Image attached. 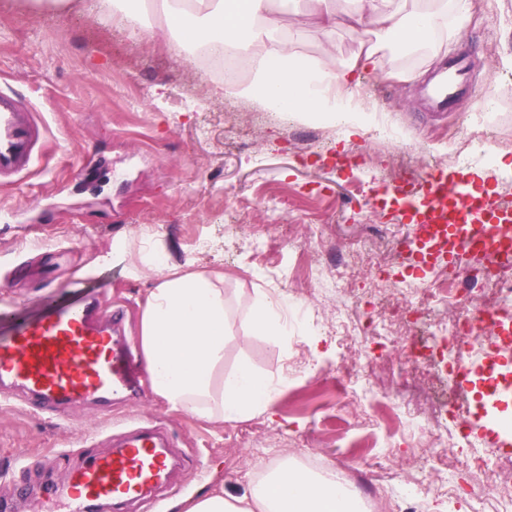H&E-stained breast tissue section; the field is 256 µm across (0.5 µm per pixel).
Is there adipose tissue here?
<instances>
[{
    "label": "adipose tissue",
    "mask_w": 512,
    "mask_h": 512,
    "mask_svg": "<svg viewBox=\"0 0 512 512\" xmlns=\"http://www.w3.org/2000/svg\"><path fill=\"white\" fill-rule=\"evenodd\" d=\"M312 18L325 33L367 25L370 40L349 61L325 44L320 55H299L281 33L272 0H163L171 25L191 42L249 62V82H225L227 96H254L277 112L311 115L350 131L375 120L372 107L353 93L357 67L373 63L385 49L410 52L426 41L441 42L449 17L463 18L471 0H313ZM141 265L155 270L141 318V347L154 392L171 409L221 422L255 411H271L278 385L248 363L224 368L230 300L224 278L158 262L154 245L142 244ZM245 307L250 335L266 337L279 350L288 346L282 303L255 294ZM188 512H363V502L336 474H317L280 464L248 494L217 491L191 498Z\"/></svg>",
    "instance_id": "adipose-tissue-1"
}]
</instances>
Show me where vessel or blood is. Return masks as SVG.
<instances>
[{"instance_id":"1","label":"vessel or blood","mask_w":512,"mask_h":512,"mask_svg":"<svg viewBox=\"0 0 512 512\" xmlns=\"http://www.w3.org/2000/svg\"><path fill=\"white\" fill-rule=\"evenodd\" d=\"M466 56L449 59L430 89L435 109H448L467 88ZM48 135L42 113L11 91L0 90V185L28 173ZM395 202L418 237L407 254L416 267L460 268L462 256H495L512 261V204L496 196L475 198L466 173L431 166L376 194L373 205ZM479 333L512 342V319L488 314ZM123 313L103 293L74 279L67 296L45 300L33 314L13 301H0V394L56 418L81 404H109L138 395L148 378L124 335ZM476 368L496 383V397H512V369L495 346H483ZM111 449L85 450L60 484L48 482L29 497L28 512H46L53 503L68 512H128L143 503L155 512L156 489L168 485L178 468L169 434L139 422L110 438Z\"/></svg>"}]
</instances>
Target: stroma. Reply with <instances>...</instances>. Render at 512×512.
<instances>
[{
    "label": "stroma",
    "mask_w": 512,
    "mask_h": 512,
    "mask_svg": "<svg viewBox=\"0 0 512 512\" xmlns=\"http://www.w3.org/2000/svg\"><path fill=\"white\" fill-rule=\"evenodd\" d=\"M295 50L317 55L326 41L314 25H300L310 0H275ZM96 0L60 16L31 0H0V87L42 112L50 129L30 172L0 185V291L28 310L75 278L99 275L113 306L127 313L132 342L155 271L116 259L101 263L117 240L139 249L151 234L170 262L221 273L233 307L224 367L248 362L280 381L273 413L239 421L206 422L171 410L153 390L106 408H73L66 422L0 399V499L20 489L62 481L86 439L104 427L149 420L166 424L185 461L178 484L162 494L160 512L200 487L244 495L268 462L305 465L314 456L370 472L384 466L385 492L399 501L413 482L429 486L422 512H512V497L490 502L472 487L467 462L479 443L458 418L448 420V462L424 459L422 428L409 432L386 398L400 383L402 342L390 334L405 284L426 290L435 319H443L441 289L448 270L409 269L394 242L411 237L399 211L374 212L381 186L443 165L454 152L448 134L483 133L488 109L497 115V140L486 163L468 166L484 192L512 203V0H472L467 18L433 51L381 52L360 71V91L376 109V123L355 134L300 116L273 121L256 100L222 98L188 58L198 48L179 31L136 37L132 28L161 24L157 13L128 12L125 21L98 25ZM466 54L468 89L450 111H432L426 86L449 56ZM269 241L264 253L252 238ZM390 268L376 275L377 256ZM302 304L288 312V349L265 337H246L239 303L256 290ZM362 328L356 349L341 351L337 326ZM319 337L310 349L308 336ZM363 366L360 404L345 403L329 369L340 357ZM456 495L438 494L441 486Z\"/></svg>",
    "instance_id": "35a3bbf8"
}]
</instances>
